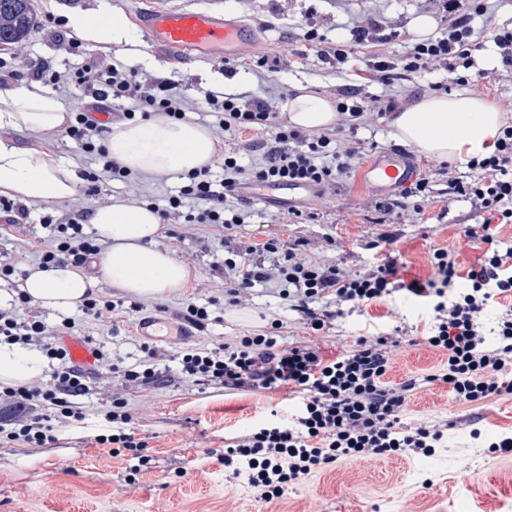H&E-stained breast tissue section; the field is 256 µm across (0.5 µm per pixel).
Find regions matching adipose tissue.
Here are the masks:
<instances>
[{"label":"adipose tissue","instance_id":"adipose-tissue-1","mask_svg":"<svg viewBox=\"0 0 512 512\" xmlns=\"http://www.w3.org/2000/svg\"><path fill=\"white\" fill-rule=\"evenodd\" d=\"M67 25L91 45L109 49L129 39L124 17L104 19L102 13H70ZM285 115L291 125L316 130L336 119L331 103L312 94L288 100ZM69 114L36 83L0 89V194L24 200L70 202L80 183L70 163L60 155L23 148L4 137L7 129L32 132L66 125ZM501 116L484 98L468 91L451 96L426 97L396 114L393 135L414 144L421 153L441 160L462 162L489 152L499 133ZM106 147L114 161L140 173L185 174L211 162L216 141L208 127L175 121L165 114L113 126ZM89 222L97 238L107 244L100 257L106 279L113 286L141 297L162 295L183 288L190 269L155 241L161 230L159 214L146 207L114 203L95 209ZM94 283L68 265L50 271L31 270L20 289L41 307L57 312L76 308ZM45 363L33 348L0 345V383H28L43 377Z\"/></svg>","mask_w":512,"mask_h":512}]
</instances>
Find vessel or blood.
<instances>
[{
	"instance_id": "obj_1",
	"label": "vessel or blood",
	"mask_w": 512,
	"mask_h": 512,
	"mask_svg": "<svg viewBox=\"0 0 512 512\" xmlns=\"http://www.w3.org/2000/svg\"><path fill=\"white\" fill-rule=\"evenodd\" d=\"M135 14L150 47L177 60L214 54L231 58L245 47L257 52L262 49L261 40L248 24L215 5L190 8L149 0ZM365 175L368 183L383 190L408 184L415 171L407 155L389 150L376 156ZM319 193V188L311 186L272 185L262 199L269 204L297 203L313 200ZM137 332L151 339H173L185 335L186 330L161 317H146L138 321Z\"/></svg>"
}]
</instances>
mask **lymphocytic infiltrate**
Instances as JSON below:
<instances>
[{
  "label": "lymphocytic infiltrate",
  "instance_id": "obj_1",
  "mask_svg": "<svg viewBox=\"0 0 512 512\" xmlns=\"http://www.w3.org/2000/svg\"><path fill=\"white\" fill-rule=\"evenodd\" d=\"M488 2L443 0L445 25L438 36L410 43L399 58L369 52V45L383 31L381 22L372 18L333 42L312 29L301 38L314 50L318 62L334 69L343 80L336 88L337 113L344 122H362L372 113L384 117L396 112L397 85L413 82L424 73L442 72V79L428 84L437 93L447 92L452 85L489 87L501 73L512 74L511 27L494 29L490 36L500 70L475 66L474 53L480 44L474 23L487 14ZM68 45L83 58L79 67L62 73L45 65L32 76L54 88L73 86L90 98L88 110L75 113L65 135L83 152L97 157L98 170L85 176L88 191L94 193L102 181L130 177L105 146L111 128L96 117L105 101H131V108L122 113L127 120L158 112L178 120L185 114V104L173 83L140 79L136 69L122 65H101L77 39H69ZM369 83L384 87V94L363 95L362 87ZM204 100L208 111L220 114L219 126L225 136L240 141L258 160L247 167L240 164L236 153L228 152L220 163L221 176H214L208 165L188 173L178 194L169 196L166 207L160 209L161 219L180 213L186 223L230 230L252 216L251 202L236 195L239 188L265 183H309L324 188L351 173L361 153L359 142L342 145L338 133L279 122L277 108L266 96L209 90ZM259 130L269 132V139H251V132ZM466 167L469 174L461 177L455 166L441 162L434 173L421 175L401 187L397 198L380 204L387 214L421 213L423 202L434 192V181L441 179L447 184V203L466 199L479 218L478 223L463 225L462 234L488 243L490 249L482 263L464 275L469 281L466 289L457 287L463 275L458 272L455 251L445 248L434 249L430 277L407 286L408 292L432 308L431 326L423 342L446 354L445 368L420 382L388 385L390 353L400 344L398 335L390 333L359 337L352 348L332 359L325 358L316 344H288L271 332L217 344H192L178 351L180 374L190 382L252 393L284 389L297 398L292 419L274 417L258 423L244 434L226 438L222 450L215 453L231 478L247 479L257 501L282 498L290 485L344 459L387 455L397 449L431 454L445 436V425H409L403 420L410 394L419 383L447 384L457 402L472 408L512 393V308L500 312L492 331H485L482 320L494 297L512 293V249L502 252L492 247L493 225L512 224L511 120L501 125L492 151L471 158ZM232 195L236 203L227 204ZM188 199L198 200L199 208L184 211ZM43 221L52 227L55 244L42 253L41 269L65 263L84 268L100 253L93 236L84 231L83 213L70 211L58 219L47 215ZM302 247L299 240L239 243L224 260V286L232 303L241 304L256 285L280 283L304 325L318 334L343 316L344 304L374 301L396 286L395 262L390 258L352 273L331 263L307 260ZM265 253L272 255V263L262 261ZM17 300L15 306L0 308V343L38 347L55 367L46 381L0 385V411L7 415L0 426V444L49 448L57 441L58 428L85 420V399L96 384H107L110 375L101 373L93 381L76 366L58 340L60 329L71 328V321H63L58 328L49 326L36 314H20V306H32L30 297L21 294ZM146 353V363L119 371L120 386L112 391L104 410L112 432L95 438L113 457L131 460L127 477L131 486L152 460L148 441L139 437L125 397L126 391L148 388L158 380L152 364L156 351L150 347Z\"/></svg>",
  "mask_w": 512,
  "mask_h": 512
}]
</instances>
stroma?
<instances>
[{
  "label": "stroma",
  "instance_id": "obj_1",
  "mask_svg": "<svg viewBox=\"0 0 512 512\" xmlns=\"http://www.w3.org/2000/svg\"><path fill=\"white\" fill-rule=\"evenodd\" d=\"M136 2L32 0L34 22L29 36L21 45L0 48V65L24 73L41 63L64 70L75 60L67 49L72 35L68 11L105 9L129 17ZM224 4L256 28L264 43L262 54L244 51L228 61L177 62L141 39L134 45L113 44L110 51L98 52L97 58L135 68L146 78L175 81L188 103L186 120L214 131L218 119L203 108L204 94L210 89L259 91L277 98L284 92L296 95L303 86L334 99L337 79L316 57H308L305 65H294L295 52L307 50L308 45L286 38L285 25L305 23L333 41L345 36L348 26L372 17L393 34L391 40L377 45V52L399 56L406 50L415 17L437 20L442 16L441 0H224ZM392 131L391 117L375 115L355 134L363 142L362 155L350 176L311 204L314 219L293 224L286 207L257 200L251 222L235 228L237 240L262 243L297 238L308 260L355 272L379 263L382 254L369 243L391 232L395 239L385 252L395 260L403 285L428 278L430 256L440 247L454 249L463 267L475 264L486 246L461 233L462 225L478 221L467 201L456 202L446 213L435 199L424 203L419 215H387L378 210L384 196L363 180L362 171L374 154L396 145ZM14 139L23 147L65 155L80 176L98 166L94 156L77 152L59 129L22 131ZM180 185L177 176L163 173L143 174L128 182L107 181L97 192H81L67 207L90 212L135 195L162 207ZM29 208L28 223L0 233V254L19 257L25 270L37 267L41 252L52 244V233L43 228L41 219L54 213L56 205L33 201ZM224 235V229L209 224H187L175 216L166 221L157 245L188 266L192 278L186 288L154 298H132L113 287L101 267L87 269V276L97 281V294L112 297L120 306L111 317L100 320L73 310L68 316L75 322L72 336L110 349L114 366L124 369L147 358L140 348L141 337L134 333L140 316L158 314L176 320L192 302L209 311L206 329L193 336L200 343L257 333L276 319L283 325L285 340L317 342L330 357L358 337L398 328L407 340L392 351L387 380L400 383L438 369L439 354L420 343L432 309L403 287L345 312L320 337L306 329L275 284L257 285L247 303L232 305L219 270L224 263ZM131 300L138 301L139 310L128 309ZM127 399L152 455L150 468L139 475L136 485L125 482L128 462L110 457L95 444L94 437L102 429L91 422L69 428L55 447L45 449L38 464L27 468L15 463L20 444H0V512H254L258 505L247 480L225 477L223 465L209 452L223 448L225 437L245 432L270 411L289 416L288 392H227L197 386L172 365L156 386L129 392ZM431 420L448 425V439L434 454L405 451L338 462L290 486L285 499L266 504L264 512H512V453L488 448L489 443L512 436V394L491 398L473 412L454 401L447 385L424 387L408 402L404 421Z\"/></svg>",
  "mask_w": 512,
  "mask_h": 512
}]
</instances>
